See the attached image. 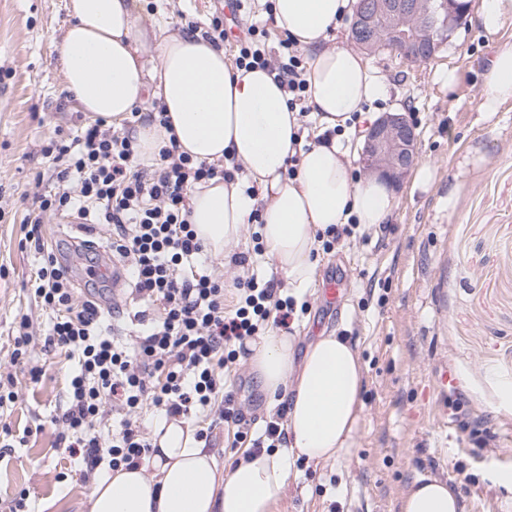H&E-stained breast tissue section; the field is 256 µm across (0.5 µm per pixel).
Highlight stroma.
Masks as SVG:
<instances>
[{"label": "stroma", "mask_w": 512, "mask_h": 512, "mask_svg": "<svg viewBox=\"0 0 512 512\" xmlns=\"http://www.w3.org/2000/svg\"><path fill=\"white\" fill-rule=\"evenodd\" d=\"M66 0H0V376L12 378L15 403L0 409V512L19 492L29 512H83L89 489L77 457L58 441L53 422L63 407L77 362L45 347L51 317L28 294L40 254L22 248L25 219L55 180L40 153L54 132L74 136L80 110L65 88L57 49L72 19ZM143 22L163 17L176 31L206 28L213 0H137ZM489 53L481 31L464 21L433 60L405 63L390 50L368 54L385 96L371 112L406 113L418 134L417 153L435 169L433 182L416 185L405 174L395 189L391 223L356 226L329 251H318L315 282L304 296L308 310L290 332L298 352L317 336H344L365 368L364 405L349 456L294 467L278 512H400L403 496L422 477L435 476L458 495L462 512H512V403L497 379L512 376V102L493 120L478 105L479 73ZM465 81L449 91L448 69ZM77 214L47 218L41 226L48 251L81 273L87 257L112 253V228L100 224L89 255H71L66 237ZM255 225L230 247V260L208 257L226 290L253 266L277 277L254 247ZM340 278L339 305L326 306L322 287ZM145 305L131 287L111 294L104 330L119 340L139 330ZM31 321L27 366L13 363V330ZM44 375L31 382L26 369ZM449 374L463 406L453 410ZM243 415L262 423L278 404L250 372L246 359L226 370ZM208 432L207 445L234 465L233 423L193 416ZM494 431L495 441L485 439Z\"/></svg>", "instance_id": "stroma-1"}]
</instances>
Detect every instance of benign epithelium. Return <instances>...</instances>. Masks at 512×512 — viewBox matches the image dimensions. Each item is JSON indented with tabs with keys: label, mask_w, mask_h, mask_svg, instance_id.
Masks as SVG:
<instances>
[{
	"label": "benign epithelium",
	"mask_w": 512,
	"mask_h": 512,
	"mask_svg": "<svg viewBox=\"0 0 512 512\" xmlns=\"http://www.w3.org/2000/svg\"><path fill=\"white\" fill-rule=\"evenodd\" d=\"M359 0L352 29L354 42L369 47L384 36L404 59L423 62L433 58L459 23L453 0ZM415 126L402 112H383L370 125L361 148L363 169L397 182L416 161Z\"/></svg>",
	"instance_id": "obj_1"
}]
</instances>
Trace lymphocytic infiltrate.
<instances>
[{
	"instance_id": "obj_1",
	"label": "lymphocytic infiltrate",
	"mask_w": 512,
	"mask_h": 512,
	"mask_svg": "<svg viewBox=\"0 0 512 512\" xmlns=\"http://www.w3.org/2000/svg\"><path fill=\"white\" fill-rule=\"evenodd\" d=\"M279 46V52H271L257 30L248 29L237 41L234 64L277 71L290 107L307 112L306 63L290 39H281ZM163 113L156 103L147 114ZM147 114L134 109L122 133L100 118L72 140L48 138L42 153L57 186L38 196L26 234L27 242L40 243L44 218L73 210L86 223L112 225V252L129 261L136 293L161 308L133 342L117 341L101 329L100 304L78 299L57 257L41 258L32 292L53 316L46 342L76 354L79 365L54 422L62 428L67 451L90 471L104 462L114 470L139 466L152 448L137 425L148 405L170 419L216 409L220 419L236 425L235 443L257 451L281 447L286 440L279 413L261 435L252 436L234 392L224 388V370L238 360L240 345L268 324L288 327L295 301L251 276L237 281L234 308L225 310L223 281L196 264L205 247L190 222L186 197L195 185L234 173L195 162L174 145L160 150L153 169L138 167L131 129ZM113 410L122 416L115 430L108 424Z\"/></svg>"
}]
</instances>
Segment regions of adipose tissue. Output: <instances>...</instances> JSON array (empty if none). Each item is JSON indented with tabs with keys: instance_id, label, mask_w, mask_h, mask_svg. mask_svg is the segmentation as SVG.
<instances>
[{
	"instance_id": "adipose-tissue-1",
	"label": "adipose tissue",
	"mask_w": 512,
	"mask_h": 512,
	"mask_svg": "<svg viewBox=\"0 0 512 512\" xmlns=\"http://www.w3.org/2000/svg\"><path fill=\"white\" fill-rule=\"evenodd\" d=\"M473 19L493 48L481 77V110L494 116L512 100V0H473ZM72 23L58 47L65 86L82 111L114 123L152 94L169 126H138L142 158L176 142L197 162L239 163L233 181L213 178L190 193V221L207 251L225 256L261 207L263 254L289 295L312 287L317 235L332 225L390 223L392 184L355 180L357 147L372 122L365 104L384 93L368 61L335 40L352 0H271L275 28L308 59L310 115L330 142L308 141L276 73L243 70L202 35H159L142 24L134 0H67ZM248 363L262 387L289 402L288 443L222 467L182 419L153 431L148 463L93 481L86 512H277L298 458L320 463L348 454L362 417L364 369L345 337L330 333L297 355V338L272 331L249 341ZM401 512H461L457 494L436 478L417 480Z\"/></svg>"
}]
</instances>
